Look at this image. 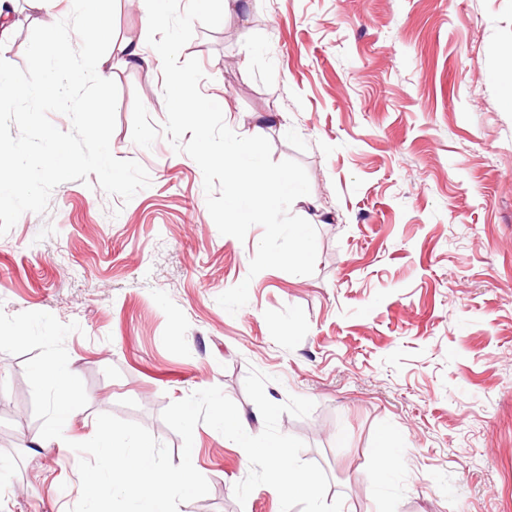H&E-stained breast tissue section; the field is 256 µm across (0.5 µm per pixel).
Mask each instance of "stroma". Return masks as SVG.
<instances>
[{
	"label": "stroma",
	"mask_w": 512,
	"mask_h": 512,
	"mask_svg": "<svg viewBox=\"0 0 512 512\" xmlns=\"http://www.w3.org/2000/svg\"><path fill=\"white\" fill-rule=\"evenodd\" d=\"M195 24L180 60L198 59L201 93L245 135L270 117L271 157L298 161L310 192L291 206L317 232L310 275L249 276L263 229L220 234L203 175L166 136L132 140L135 100L166 119L162 61L131 0H116L115 157L150 184L130 202L96 175L51 193L0 236V311L78 322L65 348L86 407L63 434L84 442L99 414L141 424L181 462L161 418L220 387L253 434L245 390L269 375V400L311 399L278 427L302 460L341 483L343 512H512V0H223ZM249 281L236 314L219 295ZM25 356L0 353V512H69L78 453L43 449ZM392 442L383 469L375 449ZM192 463L205 499L178 512H280L255 488L244 449L205 424Z\"/></svg>",
	"instance_id": "35a3bbf8"
}]
</instances>
